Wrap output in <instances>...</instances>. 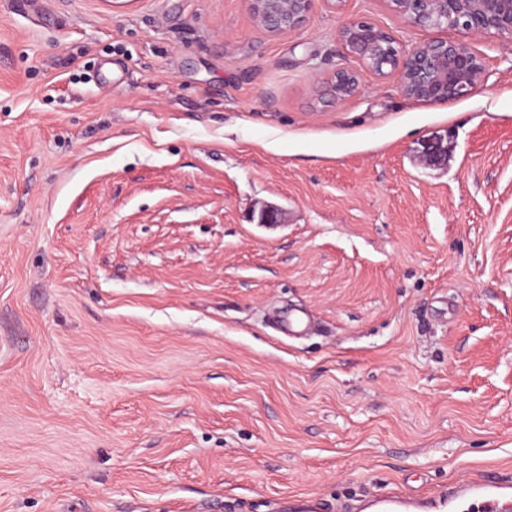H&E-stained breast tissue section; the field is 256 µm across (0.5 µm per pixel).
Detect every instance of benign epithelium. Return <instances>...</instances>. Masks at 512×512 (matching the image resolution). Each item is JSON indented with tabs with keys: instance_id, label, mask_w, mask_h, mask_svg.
Listing matches in <instances>:
<instances>
[{
	"instance_id": "7a95c632",
	"label": "benign epithelium",
	"mask_w": 512,
	"mask_h": 512,
	"mask_svg": "<svg viewBox=\"0 0 512 512\" xmlns=\"http://www.w3.org/2000/svg\"><path fill=\"white\" fill-rule=\"evenodd\" d=\"M258 26L271 34L297 29L307 18L314 0H276L280 6H267L269 0H248ZM395 12L414 25L429 26L433 19L443 18L448 27L480 35L492 29L512 36V0H387ZM340 38L348 55L363 66L368 60L394 49L390 70L398 75L403 93L425 102H448L470 95L485 79L480 56L462 41L440 39L405 51L395 38L374 24L359 19L346 21ZM361 85V74L355 69L336 71L331 84L333 96L342 100L355 95ZM429 164L447 158L438 142H429L422 150Z\"/></svg>"
}]
</instances>
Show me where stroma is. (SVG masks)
<instances>
[{"label": "stroma", "instance_id": "stroma-1", "mask_svg": "<svg viewBox=\"0 0 512 512\" xmlns=\"http://www.w3.org/2000/svg\"><path fill=\"white\" fill-rule=\"evenodd\" d=\"M352 18L451 35L385 0L280 35L248 0H0V512L512 483V38L453 34L469 96L366 71L338 103Z\"/></svg>", "mask_w": 512, "mask_h": 512}]
</instances>
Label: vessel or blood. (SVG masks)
<instances>
[{
    "mask_svg": "<svg viewBox=\"0 0 512 512\" xmlns=\"http://www.w3.org/2000/svg\"><path fill=\"white\" fill-rule=\"evenodd\" d=\"M512 497V485L475 478L440 499L392 495L375 498L377 512H499L503 499Z\"/></svg>",
    "mask_w": 512,
    "mask_h": 512,
    "instance_id": "obj_1",
    "label": "vessel or blood"
}]
</instances>
